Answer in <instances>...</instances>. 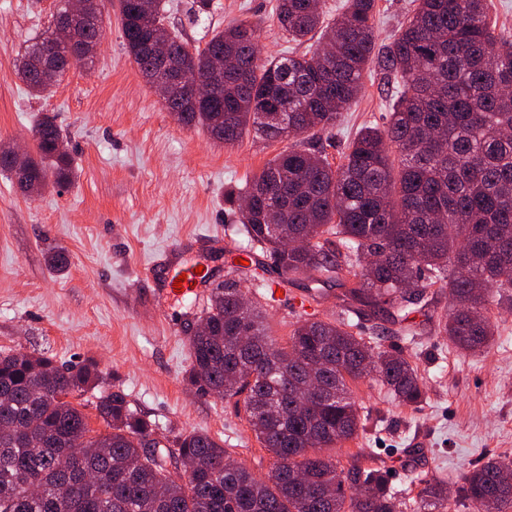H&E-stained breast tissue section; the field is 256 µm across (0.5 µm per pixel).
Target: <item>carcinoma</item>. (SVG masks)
<instances>
[{
  "mask_svg": "<svg viewBox=\"0 0 512 512\" xmlns=\"http://www.w3.org/2000/svg\"><path fill=\"white\" fill-rule=\"evenodd\" d=\"M92 0L84 42L103 38L105 3ZM315 0H278L288 41L309 43L300 56L261 57L247 22L215 32L191 50L174 32L170 48L198 80L189 94L164 103L182 125L225 144L254 133L289 141L242 189L224 193L238 214L245 245L236 259L267 252L288 284L301 277L346 288L344 310L397 324L429 303V288L448 289L450 312L436 320L454 347L489 346L488 312L512 288V34L489 17V0H413L390 40L376 47L375 0H345L333 19ZM128 54L146 83L147 46L166 27L163 0H118ZM49 30L29 39L17 74L31 96L52 92L73 63L56 52L52 71L31 65L48 50ZM375 64L390 85L384 125L362 127L339 163L322 136L355 102L363 73ZM35 155L16 168L0 148V170L28 194L49 178L73 176L60 131L41 115L33 125ZM302 246L287 249L289 242ZM63 271L69 255L47 254ZM231 264L212 288L190 334L186 384L204 394L243 397L246 420L274 457L256 479L207 433L166 443L120 391L85 395L99 386L92 364L63 367L44 353H0V512H402V501L374 467L338 468L330 451L358 434L360 416L349 383L370 378L395 401L424 397L417 369L404 356L357 337L348 320L305 319L281 344L268 334L259 306L243 303ZM101 428L94 429L91 419ZM195 466L192 487L168 467ZM418 512H446L444 484L419 481ZM474 512L512 506V463L491 458L463 486Z\"/></svg>",
  "mask_w": 512,
  "mask_h": 512,
  "instance_id": "cac0c4a2",
  "label": "carcinoma"
}]
</instances>
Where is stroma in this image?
Here are the masks:
<instances>
[{"label": "stroma", "mask_w": 512, "mask_h": 512, "mask_svg": "<svg viewBox=\"0 0 512 512\" xmlns=\"http://www.w3.org/2000/svg\"><path fill=\"white\" fill-rule=\"evenodd\" d=\"M165 2L169 25L189 47L246 21L258 27L264 55L305 51L283 37L276 0H213L201 16L193 0ZM55 7V0H0V145L33 148L34 121L46 112L75 169L69 183L32 196L0 173V349L44 352L60 365L95 363L105 388L122 391L132 409L156 422V438L206 431L235 461L267 476L273 456L243 411L186 385L187 330L200 310L194 300L166 294L164 278L174 265L227 274L242 238L224 192L243 187L288 144L247 134L225 145L180 125L141 78L111 6L94 62L71 68L49 95L29 96L15 60ZM388 104L377 70L368 68L358 99L322 137L329 161L338 162L362 124L380 122ZM54 246L69 254L65 272L45 261ZM341 294L301 279L264 304L265 324L286 341L298 320L336 319ZM301 298L302 309L295 305ZM350 321L354 334L378 338L381 348L413 363L425 398L403 406L371 379L351 383L361 427L334 448L340 468L371 457L406 501L404 512H414L418 480L441 478L447 512H471L461 496L466 473L492 457L512 459V302L493 307L494 340L476 354L460 353L434 331L412 336L390 324L381 335L370 316Z\"/></svg>", "instance_id": "obj_1"}]
</instances>
